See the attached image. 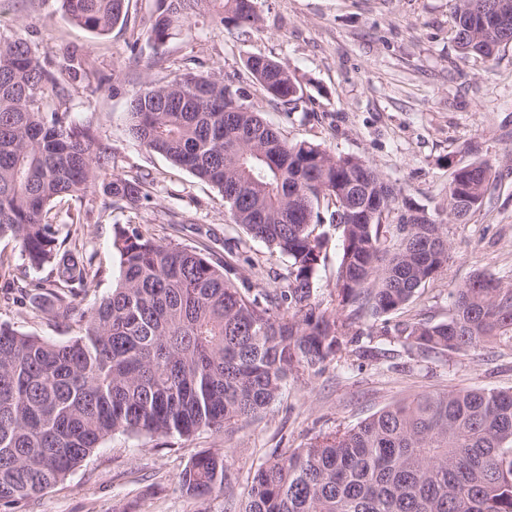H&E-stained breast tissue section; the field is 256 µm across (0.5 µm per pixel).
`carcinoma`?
Returning <instances> with one entry per match:
<instances>
[{"label": "carcinoma", "mask_w": 512, "mask_h": 512, "mask_svg": "<svg viewBox=\"0 0 512 512\" xmlns=\"http://www.w3.org/2000/svg\"><path fill=\"white\" fill-rule=\"evenodd\" d=\"M63 16L104 36L126 15V0H58ZM460 58L496 59L512 44L508 22L483 25L480 5L451 0ZM237 28L260 22L256 0H155L148 40L163 44L193 16ZM244 67L273 102L304 98L288 66L250 54ZM59 82L30 44L0 48V238L21 248V276L3 300L81 325L65 342L0 323V506L56 486L106 439L230 433L266 414L288 377L333 361L373 356L356 325L383 320L380 335L419 355H467L485 344L512 352V283L476 272L449 293L448 320L410 311L448 255L429 244L442 224L408 207L385 245L382 215L401 191L366 161L319 144H290L260 113L226 112L232 95L249 93L221 71L184 70L150 82L128 107L133 140L215 187L231 223L288 259V284L260 288L229 277L232 265L205 249L164 244L138 227H119L113 245L120 275L91 308H79L104 270L61 224L96 223L122 204L150 198L139 176L109 172L112 145L67 114L42 109L41 94ZM247 136L224 139V126ZM492 166L454 170L448 217L465 222L479 210ZM93 211L74 205L87 193ZM342 226L336 297L348 314L322 309L314 281L324 223ZM48 270L39 282L27 271ZM180 484L193 497L225 495L235 505L224 455L203 452ZM237 512H512V392L474 388L422 392L392 402L350 428L323 433L304 448L274 451L252 477Z\"/></svg>", "instance_id": "obj_1"}]
</instances>
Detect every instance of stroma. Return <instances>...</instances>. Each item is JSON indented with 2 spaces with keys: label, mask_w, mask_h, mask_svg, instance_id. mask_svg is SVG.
Instances as JSON below:
<instances>
[{
  "label": "stroma",
  "mask_w": 512,
  "mask_h": 512,
  "mask_svg": "<svg viewBox=\"0 0 512 512\" xmlns=\"http://www.w3.org/2000/svg\"><path fill=\"white\" fill-rule=\"evenodd\" d=\"M154 0H129L124 25L97 36L68 22L57 0H11L0 10V47L14 37L66 88L44 96L46 111L67 113L112 145V170L140 174L151 199L114 210L110 220L78 226L77 234L104 269L84 305L109 294L119 275L115 227L135 222L157 241L196 247L230 261L238 276L263 288L285 285L288 263L235 227L210 184L149 151L128 133V104L149 81L166 82L183 68L223 71L247 88L253 110L290 143L313 142L370 164L403 197L441 222L449 244L441 276L426 284L413 308L447 319L449 293L477 271L512 283V45L494 63L460 59L451 35L450 0H258L261 22L246 30L196 17L162 45L147 40ZM78 49L82 70L69 69ZM262 54L288 63L307 96L273 104L254 86L243 61ZM123 80L113 91L114 76ZM483 160L496 178L469 222L450 221L447 189L453 171ZM328 245L314 283L324 309L336 312V270L342 229L320 227ZM0 322L21 332L65 341L77 325L0 304ZM378 359L333 362L318 374L289 378L268 413L229 434L192 437L115 434L45 494L15 512H227L224 496L186 494L180 476L205 450L227 456L229 479L243 494L273 450L305 447L320 432L356 424L394 400L421 391L512 390V354L487 345L471 355L421 358L382 342Z\"/></svg>",
  "instance_id": "obj_1"
}]
</instances>
